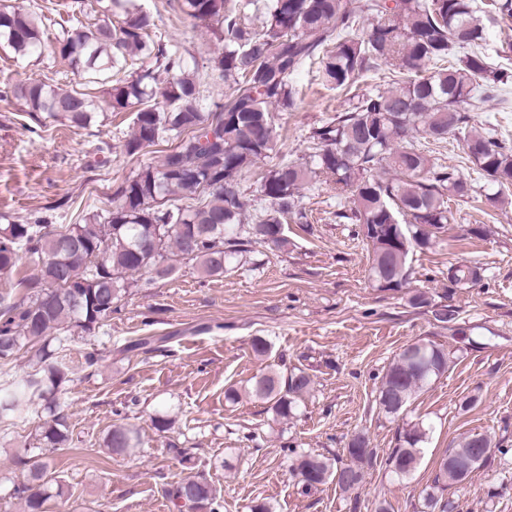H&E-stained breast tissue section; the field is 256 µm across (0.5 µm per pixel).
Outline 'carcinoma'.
<instances>
[{"mask_svg": "<svg viewBox=\"0 0 512 512\" xmlns=\"http://www.w3.org/2000/svg\"><path fill=\"white\" fill-rule=\"evenodd\" d=\"M485 6L478 12L472 0H362L354 10L347 0H183L193 27L217 25L224 40L214 69L230 92L208 110L182 55L150 38L149 13L126 9L121 18L109 5L97 23L63 29L53 54L107 85L112 111L132 113L125 153L142 155L161 141L171 146L117 187L111 208L88 212L75 224L57 226L46 218L21 224L0 214V274H12L25 256L36 265L33 278L19 281L30 290L27 298L0 296V428L24 422L42 401L46 416L34 439L42 449H60L68 427L58 393L70 374L62 351L72 334L104 326L143 275L170 276L176 257L213 277L237 268L252 243L283 245L284 224L309 223L299 192L313 181L332 182L336 196L348 200L336 217L355 225L378 287H406L409 254L430 248L439 230L457 221L451 201L483 196L493 205L512 189V143L493 129H468V113L506 84L483 43L485 22L512 19V0ZM366 18L371 27L361 36ZM43 27L38 14L0 3V40L15 54H42ZM130 57L140 60V70L128 74ZM314 59L322 84L341 91L349 106L312 129L313 151L305 161L283 158L263 173L253 197L242 182L274 152V113L298 108L290 76ZM384 67L394 87L358 85ZM12 95L40 126L52 119L87 128L97 115L96 101L75 88L33 81L14 87ZM416 133L431 144L463 140L465 160L478 177L432 161L414 141ZM481 277L476 264L448 267L450 288ZM434 316L455 324L453 335L467 336L453 307L440 305ZM21 351L29 354L30 370L13 377L8 366ZM447 371L445 349L424 341L407 345L382 378L379 408L400 415ZM311 384L302 370L285 378L271 372L256 378L250 393L273 402L275 415L287 419ZM428 432L422 422L403 430L386 460L397 479L419 467ZM139 441L136 428L115 426L108 445L121 453ZM479 448L496 445L484 433H471L448 450L425 490L427 508L451 512L443 492L488 460L476 461ZM346 454L351 463L337 468L317 455L296 457L291 472L301 492L333 476L345 492L359 485L358 464L372 455L369 439L354 435ZM14 494L24 512H44L47 501L70 498L48 461L30 469ZM169 496L179 509L222 512L220 492L202 475L184 477Z\"/></svg>", "mask_w": 512, "mask_h": 512, "instance_id": "1", "label": "carcinoma"}]
</instances>
